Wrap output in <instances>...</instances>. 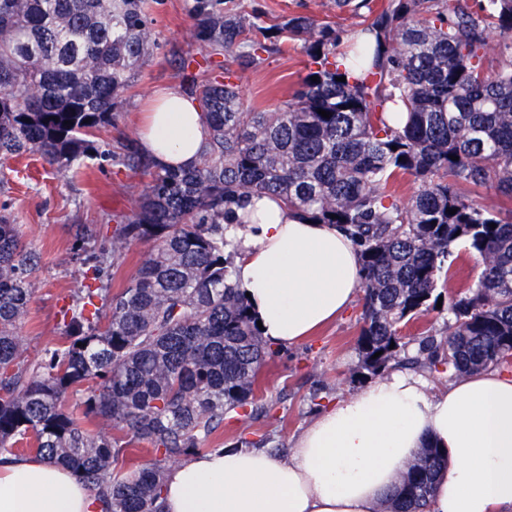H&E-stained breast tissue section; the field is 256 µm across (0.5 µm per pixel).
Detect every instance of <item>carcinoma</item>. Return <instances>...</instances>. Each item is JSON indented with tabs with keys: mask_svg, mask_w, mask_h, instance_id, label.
I'll use <instances>...</instances> for the list:
<instances>
[{
	"mask_svg": "<svg viewBox=\"0 0 512 512\" xmlns=\"http://www.w3.org/2000/svg\"><path fill=\"white\" fill-rule=\"evenodd\" d=\"M334 5L368 16L344 31L310 16L263 28L197 0L208 54L237 51L243 72L270 44L300 39L306 74L262 112L230 80L192 82L209 138L190 169L160 167L126 139L124 165L149 180L134 216L113 230L111 254L91 257L85 278L103 283L136 242L153 248L108 310L94 306L100 287L63 308L65 342L37 362L16 326L40 256L0 217V453L33 440L36 457L89 488L96 512H163L172 465L208 452L227 415L271 410L256 390L277 350L233 283L236 251L224 238V221L249 197L278 198L357 247L358 373L405 362L443 366L450 378L512 367V0ZM253 29L263 39L248 37ZM156 47L144 0H0V162L33 155L67 171L98 156L97 133ZM400 177L416 185L406 202L392 190ZM460 247L483 264L464 291L452 286ZM442 297L444 337H421L419 357L404 360V329ZM135 440L151 445V459L125 471ZM447 465L426 444L383 512H429Z\"/></svg>",
	"mask_w": 512,
	"mask_h": 512,
	"instance_id": "cac0c4a2",
	"label": "carcinoma"
}]
</instances>
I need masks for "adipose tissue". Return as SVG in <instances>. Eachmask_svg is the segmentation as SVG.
Segmentation results:
<instances>
[{
  "label": "adipose tissue",
  "instance_id": "obj_1",
  "mask_svg": "<svg viewBox=\"0 0 512 512\" xmlns=\"http://www.w3.org/2000/svg\"><path fill=\"white\" fill-rule=\"evenodd\" d=\"M207 137L200 103L177 89L157 96L141 147L158 166L197 164ZM228 228L239 256L233 280L264 340L296 344L360 293L358 252L332 224L252 198ZM446 451L430 512H512V374L488 369L441 388L397 370L321 411L286 455L262 448L201 453L171 468L164 512H380L404 465L425 443ZM0 512H93L69 470L0 456Z\"/></svg>",
  "mask_w": 512,
  "mask_h": 512
}]
</instances>
